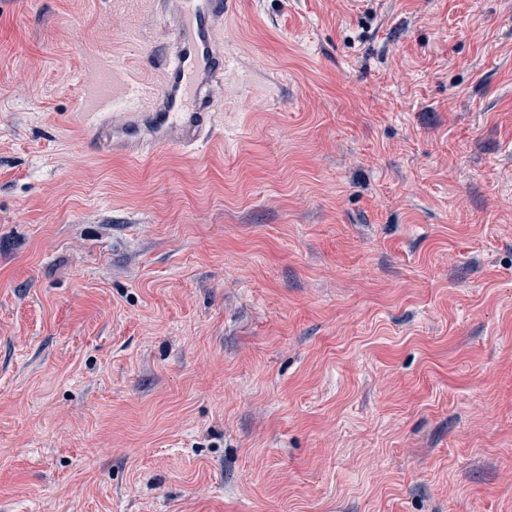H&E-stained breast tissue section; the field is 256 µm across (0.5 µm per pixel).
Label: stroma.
<instances>
[{
  "instance_id": "stroma-1",
  "label": "stroma",
  "mask_w": 512,
  "mask_h": 512,
  "mask_svg": "<svg viewBox=\"0 0 512 512\" xmlns=\"http://www.w3.org/2000/svg\"><path fill=\"white\" fill-rule=\"evenodd\" d=\"M142 0H0V512H512V0H235L217 135ZM153 11L163 15L172 8L180 16L176 34L166 49L168 62L160 87L129 85L130 99L116 121L110 94L100 92L88 112V140L95 152L153 157L169 147L199 146L215 133L219 102L216 85L224 86L222 27L224 14L233 10L232 0H152Z\"/></svg>"
}]
</instances>
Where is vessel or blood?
Masks as SVG:
<instances>
[{
    "mask_svg": "<svg viewBox=\"0 0 512 512\" xmlns=\"http://www.w3.org/2000/svg\"><path fill=\"white\" fill-rule=\"evenodd\" d=\"M151 8L180 17L166 49L164 82L127 86L129 104L118 117L111 112L108 94L95 97L88 140L96 152L152 157L170 147L199 146L216 130L214 88L224 82L222 27L233 0H151Z\"/></svg>",
    "mask_w": 512,
    "mask_h": 512,
    "instance_id": "obj_1",
    "label": "vessel or blood"
}]
</instances>
